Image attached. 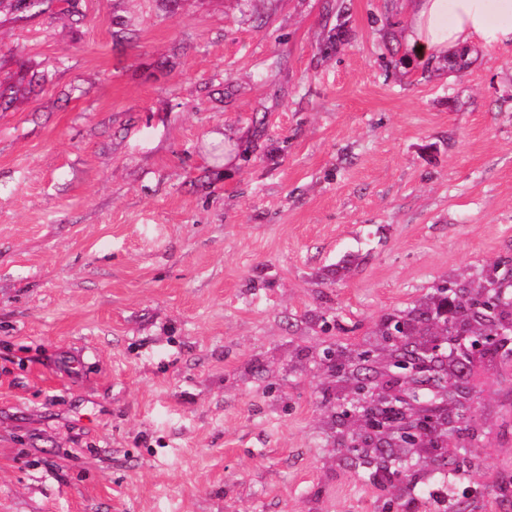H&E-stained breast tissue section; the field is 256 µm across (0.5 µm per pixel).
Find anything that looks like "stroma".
Listing matches in <instances>:
<instances>
[{"label":"stroma","instance_id":"35a3bbf8","mask_svg":"<svg viewBox=\"0 0 512 512\" xmlns=\"http://www.w3.org/2000/svg\"><path fill=\"white\" fill-rule=\"evenodd\" d=\"M411 7L0 13V512H395L335 446L322 351L512 257V46L450 71ZM475 383L489 442L456 460L496 512L512 388Z\"/></svg>","mask_w":512,"mask_h":512}]
</instances>
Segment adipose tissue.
Here are the masks:
<instances>
[{"label": "adipose tissue", "mask_w": 512, "mask_h": 512, "mask_svg": "<svg viewBox=\"0 0 512 512\" xmlns=\"http://www.w3.org/2000/svg\"><path fill=\"white\" fill-rule=\"evenodd\" d=\"M509 15L512 0H414L407 40L438 56L476 37L512 43V24L500 22Z\"/></svg>", "instance_id": "obj_1"}]
</instances>
